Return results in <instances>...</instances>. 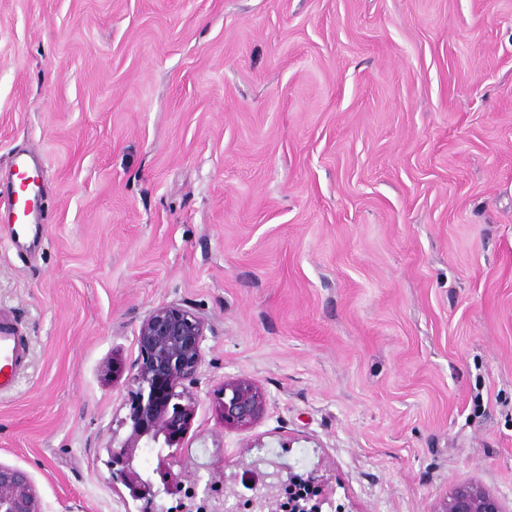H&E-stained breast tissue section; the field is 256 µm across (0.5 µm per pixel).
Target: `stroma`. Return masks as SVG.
<instances>
[{"label":"stroma","mask_w":512,"mask_h":512,"mask_svg":"<svg viewBox=\"0 0 512 512\" xmlns=\"http://www.w3.org/2000/svg\"><path fill=\"white\" fill-rule=\"evenodd\" d=\"M30 152L43 244L0 205L30 341L0 462L45 512H139L106 467L143 319H207L174 470H319L331 512H512V0H0V198ZM256 380L266 414L212 398ZM225 428L245 429L262 418L268 399L260 385L250 378L224 380L213 391ZM438 512H505L501 502L481 486L459 482L443 500Z\"/></svg>","instance_id":"1"}]
</instances>
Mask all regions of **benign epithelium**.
I'll return each instance as SVG.
<instances>
[{"label": "benign epithelium", "mask_w": 512, "mask_h": 512, "mask_svg": "<svg viewBox=\"0 0 512 512\" xmlns=\"http://www.w3.org/2000/svg\"><path fill=\"white\" fill-rule=\"evenodd\" d=\"M206 320L196 310L174 304L154 310L136 336L138 357L131 375L127 406L121 425L130 431L112 448L106 466L135 501L157 512L155 499L174 495L181 487L174 473L182 438L195 413L194 388L204 358ZM224 427L245 429L262 418L268 399L250 378L225 380L213 391ZM156 450L151 471L137 463L138 450ZM269 471L252 478L251 495L239 498L234 488L224 501L198 512H322L329 503L325 479L318 471L295 473L293 467L267 460ZM0 512H43L31 474L0 462ZM437 512H504L501 502L481 486L459 482Z\"/></svg>", "instance_id": "obj_1"}]
</instances>
